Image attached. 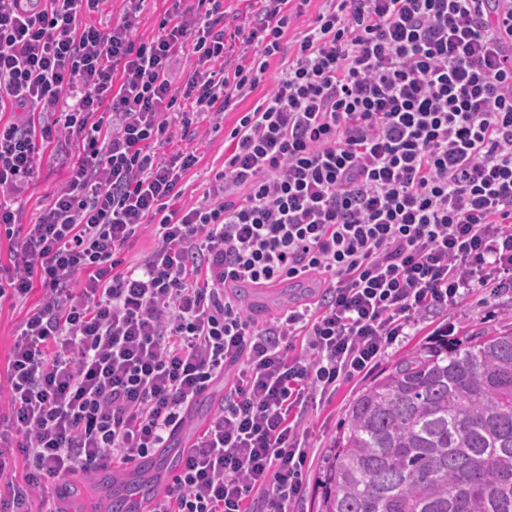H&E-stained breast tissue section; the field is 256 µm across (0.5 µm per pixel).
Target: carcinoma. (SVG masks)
<instances>
[{
	"instance_id": "1",
	"label": "carcinoma",
	"mask_w": 512,
	"mask_h": 512,
	"mask_svg": "<svg viewBox=\"0 0 512 512\" xmlns=\"http://www.w3.org/2000/svg\"><path fill=\"white\" fill-rule=\"evenodd\" d=\"M320 512H512V329L439 338L362 390Z\"/></svg>"
}]
</instances>
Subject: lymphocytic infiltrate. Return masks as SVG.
Here are the masks:
<instances>
[{"mask_svg":"<svg viewBox=\"0 0 512 512\" xmlns=\"http://www.w3.org/2000/svg\"><path fill=\"white\" fill-rule=\"evenodd\" d=\"M100 2L0 0L6 236L37 142L70 157L0 277V302L45 298L8 362L6 505L29 512L37 496L55 512L49 483L165 447L231 370L152 512H294L310 401L370 372L422 316L512 288V0H323L297 32L311 0H262L230 33L224 0H173L146 41L144 0L105 30L87 21ZM258 89L203 202L177 207L198 158L164 147ZM146 225L155 246L123 266ZM299 277L322 294L262 326L235 291Z\"/></svg>","mask_w":512,"mask_h":512,"instance_id":"obj_1","label":"lymphocytic infiltrate"}]
</instances>
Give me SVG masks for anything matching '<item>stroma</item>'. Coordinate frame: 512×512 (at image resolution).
I'll return each instance as SVG.
<instances>
[{
    "label": "stroma",
    "mask_w": 512,
    "mask_h": 512,
    "mask_svg": "<svg viewBox=\"0 0 512 512\" xmlns=\"http://www.w3.org/2000/svg\"><path fill=\"white\" fill-rule=\"evenodd\" d=\"M237 116V111L230 109L222 124H215L209 118L201 120L191 127L186 137L174 138L168 145V152L187 149L195 152L198 157L197 164L183 181L179 207L188 208L201 203L210 179L224 163L223 130L232 126ZM68 166L69 159L65 151L52 146L40 147L34 179L29 188L13 201L21 224H32L38 220L57 191L64 186ZM42 302L43 292L37 288L26 299L0 303V396L8 393L7 367L14 339L22 323ZM510 324L512 289L472 294L456 307L438 310L419 319L410 336L390 350L369 374L343 383L332 398L318 404L303 421L310 449L303 468V496L297 505L298 512H319L323 471L343 428L352 400L386 374L398 357L424 345L438 329L444 327L448 328L452 338L459 339L472 330H490ZM68 483L71 487V495L67 500L69 512H106L110 498L97 476L78 473L71 476Z\"/></svg>",
    "instance_id": "obj_1"
}]
</instances>
